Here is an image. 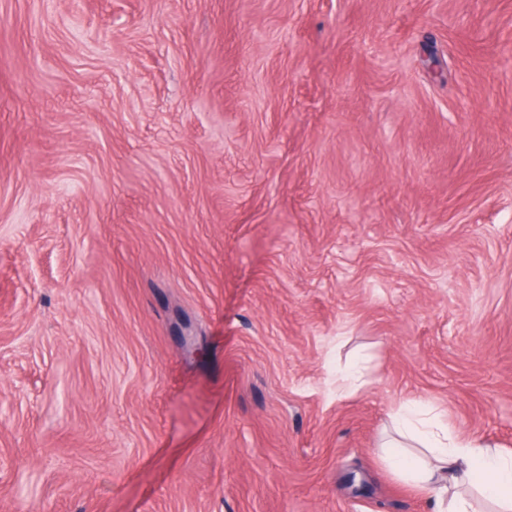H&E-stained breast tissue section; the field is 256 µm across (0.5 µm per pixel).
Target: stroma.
<instances>
[{"instance_id": "35a3bbf8", "label": "stroma", "mask_w": 512, "mask_h": 512, "mask_svg": "<svg viewBox=\"0 0 512 512\" xmlns=\"http://www.w3.org/2000/svg\"><path fill=\"white\" fill-rule=\"evenodd\" d=\"M411 403L512 449V0H0V512H432Z\"/></svg>"}]
</instances>
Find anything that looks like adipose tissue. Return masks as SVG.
I'll list each match as a JSON object with an SVG mask.
<instances>
[{
  "instance_id": "1",
  "label": "adipose tissue",
  "mask_w": 512,
  "mask_h": 512,
  "mask_svg": "<svg viewBox=\"0 0 512 512\" xmlns=\"http://www.w3.org/2000/svg\"><path fill=\"white\" fill-rule=\"evenodd\" d=\"M418 451L384 449L387 466L401 478L437 497L438 512H474L469 490H478L492 512H512V450L485 440L453 436L438 417L422 430L402 431Z\"/></svg>"
}]
</instances>
